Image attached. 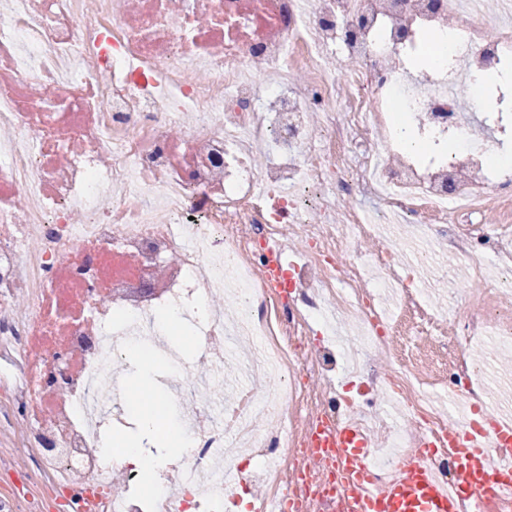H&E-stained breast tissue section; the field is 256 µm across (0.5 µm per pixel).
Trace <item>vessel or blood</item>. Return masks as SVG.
Returning a JSON list of instances; mask_svg holds the SVG:
<instances>
[{
  "mask_svg": "<svg viewBox=\"0 0 512 512\" xmlns=\"http://www.w3.org/2000/svg\"><path fill=\"white\" fill-rule=\"evenodd\" d=\"M448 440L456 450L452 487L443 486L426 455L400 460L396 476L379 487L369 467L370 435L359 424L345 422L326 439L344 464L336 491L349 512H457L462 498L512 500V424L498 423L492 436L478 427L458 428Z\"/></svg>",
  "mask_w": 512,
  "mask_h": 512,
  "instance_id": "vessel-or-blood-1",
  "label": "vessel or blood"
}]
</instances>
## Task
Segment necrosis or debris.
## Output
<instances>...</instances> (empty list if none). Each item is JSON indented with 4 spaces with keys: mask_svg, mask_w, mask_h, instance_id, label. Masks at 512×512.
Returning a JSON list of instances; mask_svg holds the SVG:
<instances>
[{
    "mask_svg": "<svg viewBox=\"0 0 512 512\" xmlns=\"http://www.w3.org/2000/svg\"><path fill=\"white\" fill-rule=\"evenodd\" d=\"M482 0H0V512H349L324 493L338 461L314 439L352 417L380 434L370 465L450 461L451 399L494 417L475 351L512 345V226L486 233L512 170V113L463 101L512 59ZM455 32L449 66L417 72L428 34ZM421 115L447 158L390 166L373 133ZM317 204L307 213L303 190ZM357 206L342 208L344 199ZM421 235L406 265L397 227ZM301 236L303 262L270 254ZM379 238L362 254L361 241ZM471 286L443 311L437 259ZM393 292V306L384 295ZM234 297L225 315L211 306ZM30 311L16 316L19 300ZM171 308L193 327L203 383L169 385L192 453L145 503L104 452L128 425L119 366L157 348ZM357 325L313 343L311 323ZM248 336L246 350L231 348ZM437 365L420 369L415 354ZM246 382L224 403V371ZM360 376L353 390L335 379ZM387 392L400 418L363 397ZM246 505L225 501L239 459Z\"/></svg>",
    "mask_w": 512,
    "mask_h": 512,
    "instance_id": "4bbe7bcc",
    "label": "necrosis or debris"
}]
</instances>
